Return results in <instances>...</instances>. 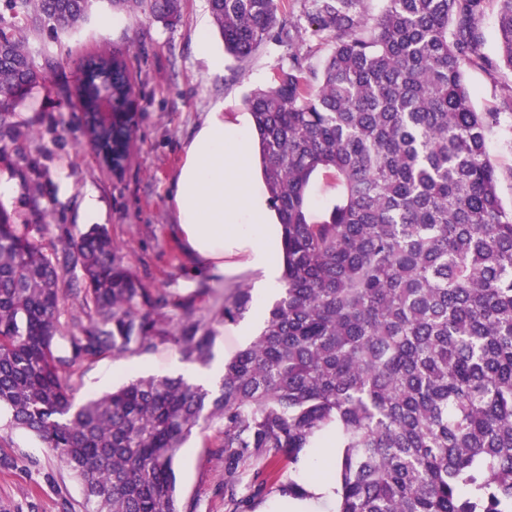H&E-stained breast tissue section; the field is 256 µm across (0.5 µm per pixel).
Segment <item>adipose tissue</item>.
<instances>
[{"label":"adipose tissue","instance_id":"adipose-tissue-1","mask_svg":"<svg viewBox=\"0 0 512 512\" xmlns=\"http://www.w3.org/2000/svg\"><path fill=\"white\" fill-rule=\"evenodd\" d=\"M251 127L249 115L228 122L223 113H209L183 145L171 200L181 239L196 260L193 275L248 274L264 302L281 289L282 270L271 259L281 247V227L255 187Z\"/></svg>","mask_w":512,"mask_h":512}]
</instances>
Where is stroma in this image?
<instances>
[{
    "instance_id": "obj_1",
    "label": "stroma",
    "mask_w": 512,
    "mask_h": 512,
    "mask_svg": "<svg viewBox=\"0 0 512 512\" xmlns=\"http://www.w3.org/2000/svg\"><path fill=\"white\" fill-rule=\"evenodd\" d=\"M281 8L298 30L292 45L268 44L246 61L224 50L213 24L207 0H183L182 16L167 26L145 13L114 12L98 0L88 21L74 32L52 33L26 28L29 48L39 77L14 109L13 122L24 125L27 162L16 168L0 161V178L14 186L0 205L17 223L43 224L44 244L79 237L91 226L107 229L125 263L143 287L164 293L171 303L195 301L208 311L223 304L234 289L247 286L246 275L213 283L199 293L174 225L170 200L172 183L184 155L183 142L216 107L228 120L246 112V95L266 86L277 68L288 60L289 47L306 56L313 69H322L332 50L331 41L313 34L305 18V0H281ZM497 0H486L477 20L482 32L481 57L464 70L478 111L496 112L500 123L492 133V155L497 165L498 193L512 208V72L500 68L496 43ZM207 34L210 57L196 51L200 34ZM126 56L138 102V127L132 159L121 175H113L93 155L81 123L75 91L81 81V62L94 53ZM217 58L220 70L209 60ZM94 192L99 207L87 215L83 201ZM186 359L171 344L136 355L106 356L73 369L76 402L102 395L134 375L172 376ZM224 438L221 423L194 430L178 452L175 472L181 512H229L224 499ZM0 453L14 459L0 469V506L10 512H64L82 500V486L53 454L30 435L13 431ZM266 491L255 497L249 512H286V495L278 486L297 476L309 482L326 476L325 462L309 454L301 469L280 461L270 469Z\"/></svg>"
}]
</instances>
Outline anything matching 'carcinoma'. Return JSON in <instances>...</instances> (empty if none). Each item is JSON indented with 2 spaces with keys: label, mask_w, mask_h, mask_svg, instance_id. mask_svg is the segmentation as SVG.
Masks as SVG:
<instances>
[{
  "label": "carcinoma",
  "mask_w": 512,
  "mask_h": 512,
  "mask_svg": "<svg viewBox=\"0 0 512 512\" xmlns=\"http://www.w3.org/2000/svg\"><path fill=\"white\" fill-rule=\"evenodd\" d=\"M96 0H5L0 13V158L27 132L13 109L37 80L21 25L70 32ZM307 0L334 42L322 71L294 51L245 100L267 200L281 224L282 288L259 333L224 363L216 390L182 376L132 379L73 403L72 369L169 342L202 364L213 321H238L237 288L209 317L141 287L108 232L50 247L43 224L0 205V414L81 481L85 512H180L174 461L193 431L224 426V497L245 512L268 465L300 466L331 435L336 512H512V210L498 194L489 134L463 73L478 53L485 0ZM500 63L512 71V0H498ZM172 25L182 0H107ZM227 53L246 59L291 38L280 0H208ZM81 102L88 139L124 146L98 120L130 82L118 54ZM342 194L312 221L318 173ZM79 270L81 287L64 280ZM82 315L61 330L64 295ZM255 464L245 475L246 462Z\"/></svg>",
  "instance_id": "1"
}]
</instances>
